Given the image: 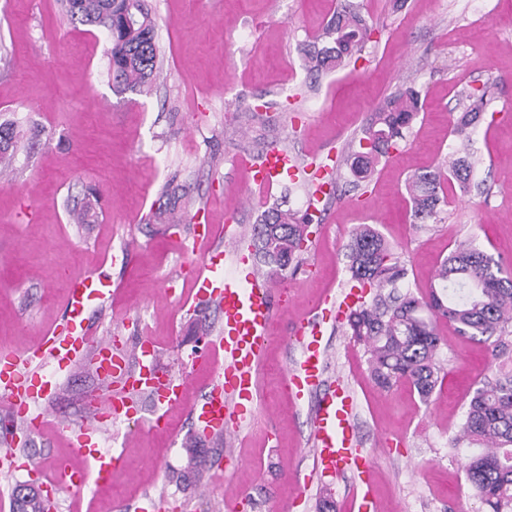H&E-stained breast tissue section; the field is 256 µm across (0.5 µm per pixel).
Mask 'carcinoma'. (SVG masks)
Instances as JSON below:
<instances>
[{
    "label": "carcinoma",
    "mask_w": 512,
    "mask_h": 512,
    "mask_svg": "<svg viewBox=\"0 0 512 512\" xmlns=\"http://www.w3.org/2000/svg\"><path fill=\"white\" fill-rule=\"evenodd\" d=\"M68 15L105 28L112 40V85L141 92L161 67L156 18L148 0H65ZM371 29L355 0H336L323 34L304 51L303 67L316 79L344 67L369 41ZM472 103L453 122V133L466 138L483 120L486 93L470 94ZM421 91L409 87L388 97L361 130L344 165L357 181L367 180L380 159L397 148L420 112ZM20 137L16 124L0 122V160L13 154ZM473 162L457 153L448 167L417 172L407 192L413 222L422 229L436 223L445 186L471 189ZM319 217L277 204L252 227L251 247L263 274L272 280L297 268L307 249L308 227ZM352 280L371 292L347 316L355 341L369 354L371 379L383 390L410 384L429 403L439 383L442 342L438 326L448 323L458 335L492 346V359L511 368L477 383L452 439L455 448H472L464 462L466 480L486 512H512V268L472 242L455 246L438 269L436 281L415 294L406 290L408 269L384 236L369 224L356 227L346 246ZM16 512H51L37 489L16 491Z\"/></svg>",
    "instance_id": "obj_1"
}]
</instances>
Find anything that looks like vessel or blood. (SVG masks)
Here are the masks:
<instances>
[{"label":"vessel or blood","instance_id":"obj_1","mask_svg":"<svg viewBox=\"0 0 512 512\" xmlns=\"http://www.w3.org/2000/svg\"><path fill=\"white\" fill-rule=\"evenodd\" d=\"M295 170L293 157L274 146L254 166L253 179L269 186ZM217 239L211 225H195L192 241L204 243L205 248L201 263L186 270L194 299L206 301L223 318L211 349L223 352L224 364L192 415L199 433L221 430L232 440L256 408V374L272 342L274 284L264 275L248 272L250 249L243 240H230L220 248ZM112 294V276L106 270L71 278L61 321L52 338L29 353L0 345V407L11 418L24 419L32 429L43 427L45 420L43 415H30V408L55 391L47 366L94 365L101 382L98 397L87 408L81 426L64 423L60 429L68 436L72 455L95 461L100 483L111 480L120 462L119 456L101 443L107 422L133 412L140 394H149L156 410L165 411L192 389L188 379L161 369L156 350L148 342H140L137 364L132 367L120 351L117 337L91 335L90 312L105 307ZM325 322L322 313L308 317L307 333L299 338L302 354L288 374V383L296 399H315L317 468L329 475L348 471L359 477L368 474L373 463L354 446V395L345 386L324 381L326 358L320 339Z\"/></svg>","mask_w":512,"mask_h":512}]
</instances>
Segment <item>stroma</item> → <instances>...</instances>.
Wrapping results in <instances>:
<instances>
[{
	"label": "stroma",
	"instance_id": "obj_1",
	"mask_svg": "<svg viewBox=\"0 0 512 512\" xmlns=\"http://www.w3.org/2000/svg\"><path fill=\"white\" fill-rule=\"evenodd\" d=\"M375 32L356 60L310 82L303 49L319 35L335 0H150L164 67L149 93L114 91L109 34L72 21L63 0H0V122H16L18 150L0 173V342L17 350L47 335L63 313L67 278L98 268L115 294L90 317L94 334L151 341L161 366L190 375L195 395L222 357L210 356L220 327L211 308L188 311L190 283L181 243L193 223L231 225L247 235L265 209L286 199L305 209L301 178L270 186L251 167L270 146L297 165L333 169V187L310 225L302 268L275 283L273 341L257 374V407L233 445L195 435L187 406L152 422L150 402L108 431L121 456L107 486L93 462L73 457L57 430L79 423L99 387L92 370L62 373L46 403L48 425L18 428L17 447L47 470L68 460L87 480L59 491L55 512H114L152 497L163 512H354L357 480L320 476L314 465L312 402L298 403L286 374L299 357L293 332L325 294L350 288L344 246L353 228L374 225L405 262L408 284L423 287L460 241L512 261V0H359ZM420 88L423 109L374 176L354 182L343 159L377 107ZM487 91L490 119L472 135L478 159L468 194L448 192L437 224L411 222L405 182L437 167L458 145L454 118L468 93ZM184 189L172 223L157 219L166 182ZM91 223L75 226L68 206L89 193ZM441 381L431 403L402 383L378 389L362 344L327 321V377L357 400L356 436L375 460L369 499L383 512H482L451 445L477 382L493 375L485 345L441 325ZM234 452L225 461V449ZM309 479L300 488L291 471Z\"/></svg>",
	"mask_w": 512,
	"mask_h": 512
}]
</instances>
